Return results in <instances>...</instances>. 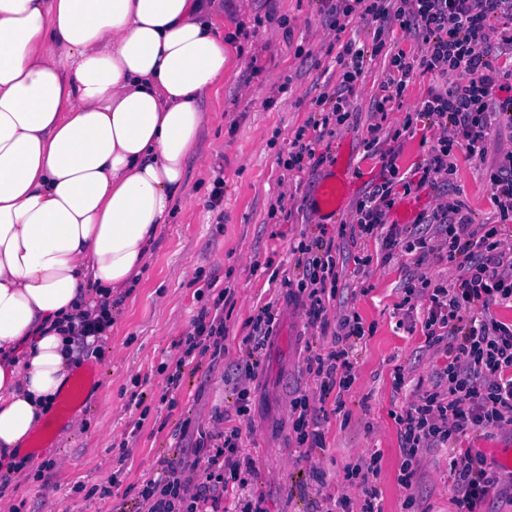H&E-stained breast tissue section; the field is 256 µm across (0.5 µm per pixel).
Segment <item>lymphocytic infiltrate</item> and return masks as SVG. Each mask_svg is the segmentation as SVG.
I'll return each instance as SVG.
<instances>
[{"instance_id": "lymphocytic-infiltrate-1", "label": "lymphocytic infiltrate", "mask_w": 512, "mask_h": 512, "mask_svg": "<svg viewBox=\"0 0 512 512\" xmlns=\"http://www.w3.org/2000/svg\"><path fill=\"white\" fill-rule=\"evenodd\" d=\"M329 15L339 31L347 18L356 15L377 22L382 30L400 28L415 39V55L401 50L392 55L391 70L382 85V104L400 98L420 71L466 78L465 83L430 92L424 99L420 113L440 128L441 135L416 177L401 178L404 191L437 185L451 170L448 157L454 146L465 145L470 156L483 157L491 134L502 125L512 126V97L494 96L512 70L499 65L491 44L494 32L512 35V0H336ZM366 55V49L354 43L343 45L339 58L345 70L330 106L313 120L311 129L295 132L283 162L286 170L303 172L306 161L315 158L318 138L349 120V97ZM394 156V150L384 152L387 179L357 200L354 224L339 226L338 237L353 241L379 235V228H386L383 245L414 256L419 265L429 255L430 239L437 237L447 248L449 263L461 271L449 286L417 276L405 288L407 299L428 300L425 342L443 358L432 388L394 416L404 457L399 479L408 485L416 474L420 449L448 447L453 436L471 429L512 433V323L477 317L493 304L512 307V251L504 247L499 224L473 225L458 200L420 217L414 230L386 227L385 217L394 204L393 180L399 178ZM294 252L303 276L296 281L284 279L283 285L291 297L303 301L310 325L324 323L326 304L335 298L339 284L333 245L318 238L303 239ZM275 328L270 308L253 318L252 332L244 339L245 355L237 365L243 380L255 378ZM363 337L358 317H344L335 334V350L308 357L306 369L317 378L321 396L350 389L354 382L350 354ZM180 345L178 369L167 377L170 395L181 386L182 367L192 364L198 354H223V316L202 310ZM291 417L298 445L323 447L319 412L311 408L308 395L292 400ZM240 434V427H228L222 444L194 448V456L206 460V475L200 482L191 481L184 462L163 461L160 479L148 480L141 490L146 512H220L225 493L248 483L251 466L240 454ZM449 473L457 512H478L501 482L512 484L511 469L488 471L482 455L469 451L452 457Z\"/></svg>"}]
</instances>
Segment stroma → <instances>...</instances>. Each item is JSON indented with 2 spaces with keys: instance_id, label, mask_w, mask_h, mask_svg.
<instances>
[{
  "instance_id": "1",
  "label": "stroma",
  "mask_w": 512,
  "mask_h": 512,
  "mask_svg": "<svg viewBox=\"0 0 512 512\" xmlns=\"http://www.w3.org/2000/svg\"><path fill=\"white\" fill-rule=\"evenodd\" d=\"M219 4L227 61L223 82L202 100L209 122L187 160L188 202L162 226L151 265L111 331L82 346L76 373L99 371L84 402L40 432L42 446L30 449L32 468L0 474V512H138L144 481L157 477L161 460L176 458L177 439L191 445L201 433H213L218 414L242 430L240 451L252 461L246 492L263 497L265 512H332L341 499L349 503L346 512H362L369 485L378 492V512H456L448 449H423L411 485L399 480L403 455L392 414L430 387L442 363L425 346L424 304L403 302L410 257L386 256L377 236L347 247L324 329L308 326L302 304L289 302L281 286L283 278L302 276L293 245L304 236L334 237L339 225L352 222L357 200L379 182L387 144L374 142L372 125L387 133L402 129L395 144L401 171L423 164L438 131L415 114L447 80L418 74L398 103L377 114L392 51L416 50L402 31L384 33L382 50L367 59L356 83L350 119L315 146L323 163L289 172L282 161L296 130L339 82L341 43L372 45L376 25L357 18L344 32L330 30L325 0ZM409 115L414 122L406 130ZM509 143L512 136L492 137L481 159L455 147L445 184L398 196V203H412L419 215L457 199L474 223L496 222L488 173L500 146ZM335 166L348 170L354 188L335 214L317 213L320 184ZM358 256L365 266L355 265ZM224 288L232 293L224 305V355L186 367L176 401L168 403L166 378L180 356L178 343ZM268 304L278 331L249 382L252 411L243 424L235 416L236 366L253 317ZM347 315L360 317L365 328L352 356L355 381L323 424L324 447L305 452L292 434L290 401L304 393L318 405L306 357L334 350L337 322ZM397 368L405 375L400 387L392 379ZM373 458L378 474L369 484L348 478V470Z\"/></svg>"
}]
</instances>
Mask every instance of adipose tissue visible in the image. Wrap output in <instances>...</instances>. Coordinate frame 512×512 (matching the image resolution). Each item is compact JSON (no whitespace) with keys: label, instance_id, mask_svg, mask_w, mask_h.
I'll return each instance as SVG.
<instances>
[{"label":"adipose tissue","instance_id":"obj_1","mask_svg":"<svg viewBox=\"0 0 512 512\" xmlns=\"http://www.w3.org/2000/svg\"><path fill=\"white\" fill-rule=\"evenodd\" d=\"M217 0H0V470L30 466L83 318L128 296L224 77Z\"/></svg>","mask_w":512,"mask_h":512}]
</instances>
